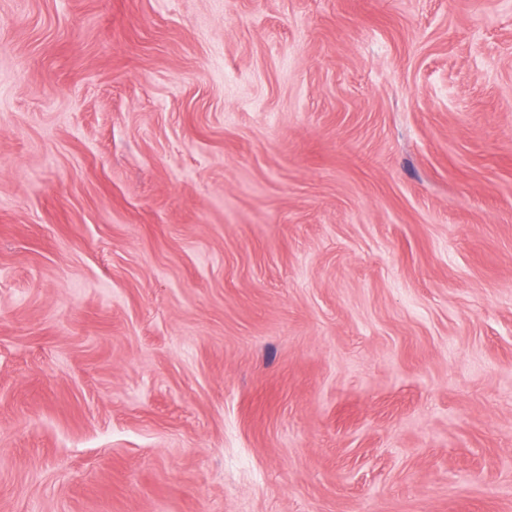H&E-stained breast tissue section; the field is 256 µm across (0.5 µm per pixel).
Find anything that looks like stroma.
I'll return each instance as SVG.
<instances>
[{"label":"stroma","mask_w":512,"mask_h":512,"mask_svg":"<svg viewBox=\"0 0 512 512\" xmlns=\"http://www.w3.org/2000/svg\"><path fill=\"white\" fill-rule=\"evenodd\" d=\"M0 512H512V0H0Z\"/></svg>","instance_id":"obj_1"}]
</instances>
